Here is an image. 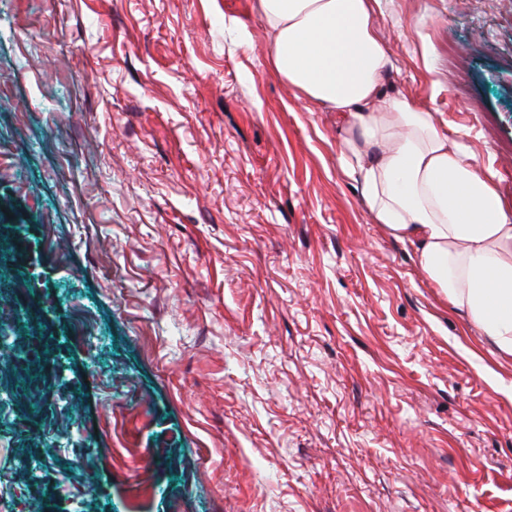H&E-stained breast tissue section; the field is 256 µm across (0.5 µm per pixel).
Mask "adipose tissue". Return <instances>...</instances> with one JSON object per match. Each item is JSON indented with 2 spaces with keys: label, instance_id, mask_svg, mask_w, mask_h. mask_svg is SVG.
Masks as SVG:
<instances>
[{
  "label": "adipose tissue",
  "instance_id": "1",
  "mask_svg": "<svg viewBox=\"0 0 512 512\" xmlns=\"http://www.w3.org/2000/svg\"><path fill=\"white\" fill-rule=\"evenodd\" d=\"M379 0H257L272 70L344 129L342 166L368 212L408 243L428 280L512 355V217L493 171L434 112L384 95L392 66L378 33Z\"/></svg>",
  "mask_w": 512,
  "mask_h": 512
}]
</instances>
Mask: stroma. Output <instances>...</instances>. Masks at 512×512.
I'll list each match as a JSON object with an SVG mask.
<instances>
[{
	"mask_svg": "<svg viewBox=\"0 0 512 512\" xmlns=\"http://www.w3.org/2000/svg\"><path fill=\"white\" fill-rule=\"evenodd\" d=\"M256 0H0V512H512V356L373 223ZM512 204V0H381Z\"/></svg>",
	"mask_w": 512,
	"mask_h": 512,
	"instance_id": "35a3bbf8",
	"label": "stroma"
}]
</instances>
